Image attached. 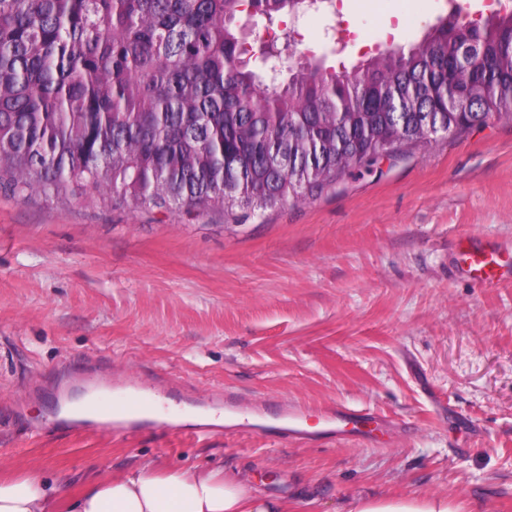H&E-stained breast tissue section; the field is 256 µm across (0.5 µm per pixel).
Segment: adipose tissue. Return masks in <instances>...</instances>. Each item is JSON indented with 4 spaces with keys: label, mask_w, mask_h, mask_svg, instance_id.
I'll return each instance as SVG.
<instances>
[{
    "label": "adipose tissue",
    "mask_w": 512,
    "mask_h": 512,
    "mask_svg": "<svg viewBox=\"0 0 512 512\" xmlns=\"http://www.w3.org/2000/svg\"><path fill=\"white\" fill-rule=\"evenodd\" d=\"M278 472L263 478L212 469L161 471L144 462L89 482L78 493L37 473L0 478V512H288L265 491ZM344 512H455L444 496H353Z\"/></svg>",
    "instance_id": "adipose-tissue-1"
}]
</instances>
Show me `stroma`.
I'll list each match as a JSON object with an SVG mask.
<instances>
[{"label": "stroma", "mask_w": 512, "mask_h": 512, "mask_svg": "<svg viewBox=\"0 0 512 512\" xmlns=\"http://www.w3.org/2000/svg\"><path fill=\"white\" fill-rule=\"evenodd\" d=\"M448 0H343L296 23L327 65L409 47ZM512 253V123L494 122L354 171L303 203L224 223L220 211L0 194V473L79 491L142 461L280 472L289 512L353 495H444L512 512V280L462 277L461 235ZM121 377L165 411L230 390L254 402L386 417L381 446L298 444L249 420L204 437L158 418L75 432L92 379Z\"/></svg>", "instance_id": "35a3bbf8"}]
</instances>
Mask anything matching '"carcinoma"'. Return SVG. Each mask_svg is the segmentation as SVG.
<instances>
[{
	"label": "carcinoma",
	"instance_id": "1",
	"mask_svg": "<svg viewBox=\"0 0 512 512\" xmlns=\"http://www.w3.org/2000/svg\"><path fill=\"white\" fill-rule=\"evenodd\" d=\"M298 0H0V190L262 214L376 156L512 122V9L328 69L249 67Z\"/></svg>",
	"mask_w": 512,
	"mask_h": 512
}]
</instances>
